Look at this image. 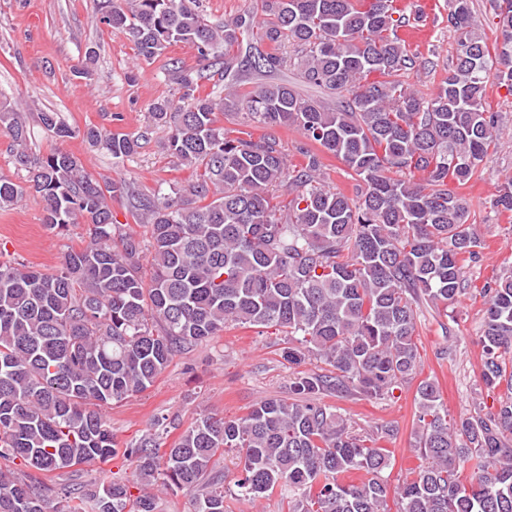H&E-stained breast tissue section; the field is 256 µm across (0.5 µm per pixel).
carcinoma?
<instances>
[{"label":"carcinoma","mask_w":512,"mask_h":512,"mask_svg":"<svg viewBox=\"0 0 512 512\" xmlns=\"http://www.w3.org/2000/svg\"><path fill=\"white\" fill-rule=\"evenodd\" d=\"M106 2L102 23L124 30L144 61L175 43L195 51L200 68L173 66L179 97L154 102L151 118L196 179L167 197L99 181L67 151L33 153L18 104L0 101V132L28 173L25 186L0 176V208L35 192L50 233L79 222L89 230L52 273L0 261V457L30 470L0 471V512H156L154 493L134 496L119 480L53 499L37 478L118 457L142 485L189 493L192 512H225L213 463L226 451L239 454L244 501L278 488L288 512H389L391 455L378 442L393 426L357 432L321 398L384 399L419 366L420 302L446 310L469 290L485 298L481 379L503 396L494 413L451 421L438 384H418L425 465L399 488L397 512H512V273L480 286L466 278L481 242L466 198L448 189L467 185L496 145L485 91L492 73L512 90V0H490L491 46L470 0H448L456 57L428 99L399 80L415 57L398 34L410 18L393 0H263L262 20L244 11L221 27L192 0ZM256 27L270 50L250 42ZM288 67L296 81L267 80ZM212 73L224 78L222 97L200 94ZM247 75L255 86L242 93ZM219 112L243 127H294L343 163L355 197L324 186L318 154L300 148L304 162L291 168L279 140L224 128ZM39 119L62 140L76 136L54 112ZM144 138L83 131L115 164ZM115 199L148 238L117 221ZM493 207L512 211V177ZM229 323L274 327L294 342L288 362L313 356L329 369L297 373L289 397L262 399L242 417L201 414L165 450L162 418L119 447L103 410L147 390L176 354ZM349 473L361 481H345Z\"/></svg>","instance_id":"1"}]
</instances>
